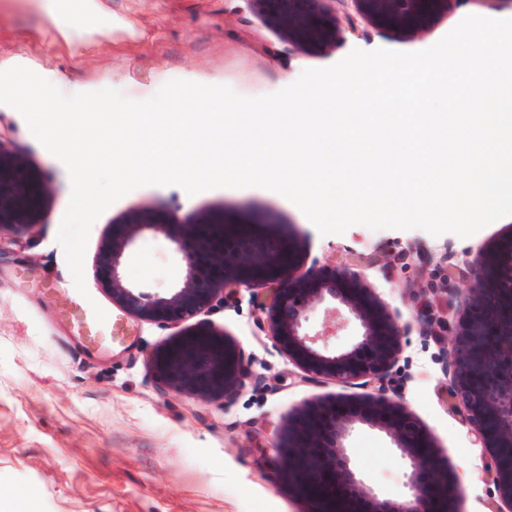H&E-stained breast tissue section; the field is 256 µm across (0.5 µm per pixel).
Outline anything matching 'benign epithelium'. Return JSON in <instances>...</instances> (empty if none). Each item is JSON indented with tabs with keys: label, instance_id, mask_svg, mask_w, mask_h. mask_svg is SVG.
I'll return each instance as SVG.
<instances>
[{
	"label": "benign epithelium",
	"instance_id": "7a95c632",
	"mask_svg": "<svg viewBox=\"0 0 512 512\" xmlns=\"http://www.w3.org/2000/svg\"><path fill=\"white\" fill-rule=\"evenodd\" d=\"M288 0L285 24L302 34L310 22ZM376 17L410 20L428 12L437 0H354ZM14 151L0 140V236L36 227L30 220L38 209L40 186L18 176ZM182 236L172 238L184 253L188 272L169 294L145 292L127 285L120 265L133 242L131 225L114 224L100 256L103 290L127 315L157 323L176 324L201 314L241 288L257 287V310L266 316L275 346L311 378L357 380L364 387L385 385L403 350L404 328L378 307L356 272L312 276L294 257L293 242L244 236L224 238V225L187 224ZM479 273L461 299L463 320L453 333L449 391L458 400L465 423L488 453L485 478L497 497L489 512H512V236L490 250L475 254ZM323 308L324 327L308 328L310 315ZM359 324L360 339L347 351L327 348L329 329L336 328L340 309ZM498 342L478 360L473 347L487 339ZM148 360L176 392L203 398L224 397L238 389L246 375L237 347L225 338L199 328L163 348ZM357 424L384 431L407 467L405 500L393 506L376 498L351 469L345 441ZM302 448L298 474H316L325 485L321 501L338 505L358 502L372 512H452L448 481L441 473L426 471L429 447L422 432L388 397H365L352 404L332 402L307 410L285 443L275 446L280 455Z\"/></svg>",
	"mask_w": 512,
	"mask_h": 512
}]
</instances>
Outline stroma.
<instances>
[{"instance_id":"1","label":"stroma","mask_w":512,"mask_h":512,"mask_svg":"<svg viewBox=\"0 0 512 512\" xmlns=\"http://www.w3.org/2000/svg\"><path fill=\"white\" fill-rule=\"evenodd\" d=\"M104 6L130 21L134 32L108 35L83 52L14 0L0 9V57L21 54L65 81L113 88L135 101L191 75L256 97L292 84L303 61L320 68L355 48L418 51L446 35L452 18H512V0H448L417 34L370 19L352 31L353 0H303L321 33L303 41L278 22L268 0H105ZM0 138L47 188L38 227L0 251V502L8 512H314L316 500L289 483V461L273 448L306 407L358 398L364 387L307 377L274 348L269 324L245 288L175 325L123 316L126 343L85 347L49 294L73 284L57 242L71 195L68 172L4 104ZM216 220L225 230L259 238L293 235L305 268L362 273L376 300L410 329L392 369L395 397L430 437L432 461L449 475L457 512H488L494 488L483 479L487 453L448 395L450 341L460 298L477 275L462 266L463 254L511 235L512 216L468 238L363 225L323 236L297 206L263 188L191 196L177 186H141L91 228L84 265L90 293L114 310L98 282L97 262L113 225L139 226L123 259L126 283L165 293L188 271L167 225ZM200 323L235 341L247 366L243 387L229 398L173 391L147 359ZM346 446L357 477L380 499H404L406 469L386 433L359 424Z\"/></svg>"}]
</instances>
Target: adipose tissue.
Masks as SVG:
<instances>
[{"label": "adipose tissue", "mask_w": 512, "mask_h": 512, "mask_svg": "<svg viewBox=\"0 0 512 512\" xmlns=\"http://www.w3.org/2000/svg\"><path fill=\"white\" fill-rule=\"evenodd\" d=\"M42 14L56 34L72 46H84L98 36L131 31V24L106 12L101 0H24Z\"/></svg>", "instance_id": "obj_1"}]
</instances>
